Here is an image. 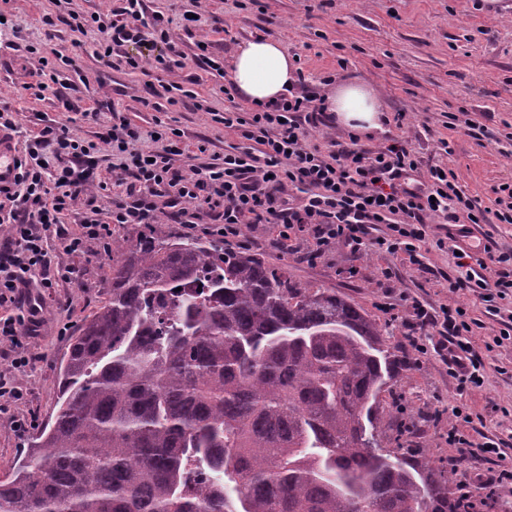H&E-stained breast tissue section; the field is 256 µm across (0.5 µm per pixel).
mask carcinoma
Masks as SVG:
<instances>
[{
    "label": "carcinoma",
    "instance_id": "cac0c4a2",
    "mask_svg": "<svg viewBox=\"0 0 512 512\" xmlns=\"http://www.w3.org/2000/svg\"><path fill=\"white\" fill-rule=\"evenodd\" d=\"M118 252L0 512H448L446 471L382 447L364 310L162 224Z\"/></svg>",
    "mask_w": 512,
    "mask_h": 512
}]
</instances>
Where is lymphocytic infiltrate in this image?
<instances>
[{
  "instance_id": "lymphocytic-infiltrate-1",
  "label": "lymphocytic infiltrate",
  "mask_w": 512,
  "mask_h": 512,
  "mask_svg": "<svg viewBox=\"0 0 512 512\" xmlns=\"http://www.w3.org/2000/svg\"><path fill=\"white\" fill-rule=\"evenodd\" d=\"M69 18L72 31L98 33V57L116 54L136 69L143 57L127 53V46L145 47L155 38L165 47L154 58L155 69L170 77L185 66L170 38L168 20L158 14L146 17L142 0H124L120 10L88 16L73 11ZM324 103V95L298 82L281 99L257 106L246 116L238 104H231L224 109V128L241 134L246 146L225 152L223 163L193 164L186 170L178 166L184 152L175 142L152 151L135 150L141 135L121 122L113 127L110 140L118 152L131 153L133 181L105 209L93 193L101 176L89 148L70 135L67 126H45L25 157L18 159L13 185L0 188V224L9 228L0 240V307L10 309L0 316V352L12 372L33 365L24 340L40 324L41 289L73 275L55 266L48 249L53 235L68 253L79 255L89 242L111 237L113 225L151 224L164 210L189 230L210 219L227 242L239 237L243 226L269 224L280 247L290 249L309 227L315 254L340 243L354 255L388 254L418 266L422 246L430 241V224L454 225L457 236L463 237L469 225L486 223L485 210L471 200L452 171L438 165L421 170L401 139L374 151L359 148L354 135L338 151L325 153L309 145L311 130L328 120ZM79 208L84 211L82 221L76 230H68L61 218ZM374 224L385 225V232L371 235ZM471 258L466 250L457 255V275L449 279V290L470 289L489 312L502 313L499 300L512 294V255L500 254V270L485 272L476 270ZM404 306L439 336L431 347L425 337H412L413 349L438 353L459 389L481 387L484 364L470 341L475 321L466 309L435 308L414 298L405 299ZM505 316L500 336L507 340L512 338V312ZM11 374L0 373V398L18 401L23 393ZM479 451L491 463L489 473L473 482H458L452 512H481L487 500L512 495V465L506 464L499 442L487 440Z\"/></svg>"
}]
</instances>
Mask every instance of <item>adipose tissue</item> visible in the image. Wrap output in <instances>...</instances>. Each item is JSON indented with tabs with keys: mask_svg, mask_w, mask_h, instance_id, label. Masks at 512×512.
<instances>
[{
	"mask_svg": "<svg viewBox=\"0 0 512 512\" xmlns=\"http://www.w3.org/2000/svg\"><path fill=\"white\" fill-rule=\"evenodd\" d=\"M292 58L277 41L255 38L239 44L233 55L232 82L249 102L275 101L296 79ZM339 124L359 132L379 128L380 111L374 90L359 79L337 87L325 101Z\"/></svg>",
	"mask_w": 512,
	"mask_h": 512,
	"instance_id": "obj_1",
	"label": "adipose tissue"
}]
</instances>
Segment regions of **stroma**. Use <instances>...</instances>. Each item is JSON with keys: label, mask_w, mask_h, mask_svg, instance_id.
<instances>
[{"label": "stroma", "mask_w": 512, "mask_h": 512, "mask_svg": "<svg viewBox=\"0 0 512 512\" xmlns=\"http://www.w3.org/2000/svg\"><path fill=\"white\" fill-rule=\"evenodd\" d=\"M204 0L202 19L182 26L179 18L188 0H143L146 15L170 18V33L188 63L180 70L179 90L171 96L153 95L159 76L151 69H115L94 53L95 35L74 46V33L64 18L68 11H106L110 0H0V10L13 24L0 27V104L12 112L17 155H24L31 138L55 122L69 123L73 133L93 145L105 183H112L113 157L106 140L114 115L123 116L142 133L170 137L180 132L179 145L206 165L225 151L245 146L241 136L225 132L218 113L227 99L220 88L225 78L196 61L198 43L208 55L229 66L239 42L265 37L279 41L298 57L308 85L319 86L329 75L337 83L359 78L374 90L383 111V129L363 135L365 149L386 145L398 136L406 141L421 168L440 165L454 171L458 181L480 207L496 210L498 189L512 186V0ZM57 16L53 39H46L43 15ZM50 42L75 66L51 60L57 81L37 100L28 85L43 81L38 55L28 46ZM204 97L208 111L195 107ZM99 99L109 110L88 117L86 109ZM461 111L482 128L472 133L464 124L449 126L448 116ZM405 113L396 126L397 113ZM453 152L445 154L440 140ZM311 236H302L297 249L286 253L275 243L268 225L243 227L233 249L261 255L270 265H287L288 279L299 286L333 288L364 309L389 333L395 354L394 376L381 400L383 422L393 447L410 463L447 465L454 449L448 444L451 410L474 413L472 442L501 440L512 462V343L486 351V342L502 324L490 314L477 293L449 292L446 278L454 274L448 251L428 244L422 266L374 253L353 256L340 246L314 257ZM57 261L73 267L70 282L44 290L41 322L28 340L33 367L17 374L24 392L21 401L0 398V482L7 480L31 451V445L55 410L58 367L85 319L108 299L112 286V257L92 245L84 255L66 254L59 239L49 241ZM393 267L392 277L383 270ZM432 306L458 304L482 327L471 342L485 364L482 387L459 391L457 382L435 352L417 356L413 336L424 335L419 323L399 308L401 296ZM26 428L15 431L14 419Z\"/></svg>", "instance_id": "1"}]
</instances>
